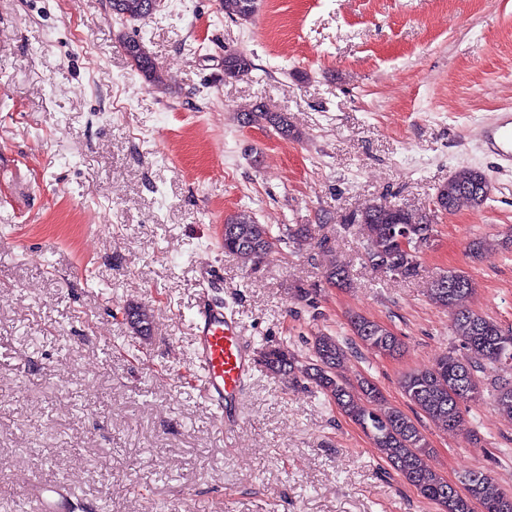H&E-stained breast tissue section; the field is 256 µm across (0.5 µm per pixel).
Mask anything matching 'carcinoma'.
Wrapping results in <instances>:
<instances>
[{"label": "carcinoma", "instance_id": "obj_1", "mask_svg": "<svg viewBox=\"0 0 512 512\" xmlns=\"http://www.w3.org/2000/svg\"><path fill=\"white\" fill-rule=\"evenodd\" d=\"M147 0H115L113 7L120 18L142 20L150 15ZM259 0H222L224 16L247 22L257 13ZM132 65L148 81L161 80L157 67L145 46L135 38L122 43ZM253 68L250 57L230 51L224 55V78L238 79ZM243 126L270 125L281 133L290 132L288 117L278 112L255 109L239 114ZM489 186L483 173L475 168L455 170L448 182L441 185L436 199L448 213L481 207L488 198ZM357 224L366 242L365 259L376 271L393 272L411 278L418 272L420 254L429 247L434 232L435 215L430 212H398L397 209L368 204L353 212L344 225ZM406 224L412 238L411 253L393 256L390 243L393 229ZM224 251L236 256L245 265H255L282 240L274 236L266 224L242 212L226 222ZM326 277L337 287L348 285L345 266L332 264ZM445 287L432 284L430 300L453 310L451 330L465 346L467 354L459 357L451 352L441 354L424 370L410 371L400 380V388L409 403L419 413L437 422L446 430L456 429L463 420L459 399H481L483 375L487 367L512 361V326H503L488 315L465 305L474 292L472 279L463 272L444 273ZM127 317L136 325L132 329L140 336L151 334L152 320L144 307L130 306ZM350 331L367 348L393 356L403 348L402 339L375 320L354 316ZM315 363L305 369L314 384L340 411L357 423L369 436L374 447L400 477L423 498L437 504L441 512H512V491L496 488L492 477L484 470L466 472L460 484L445 479L430 463V448L418 421L398 408L385 410L377 387L368 379L351 388L340 378L338 368L347 359V351L339 340L327 334L315 337L311 346ZM259 364L271 375H290L297 368L298 358L287 346L266 344L258 355ZM495 407L512 418V382L498 384Z\"/></svg>", "mask_w": 512, "mask_h": 512}]
</instances>
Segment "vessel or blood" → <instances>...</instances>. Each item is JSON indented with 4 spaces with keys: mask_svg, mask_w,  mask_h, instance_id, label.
<instances>
[{
    "mask_svg": "<svg viewBox=\"0 0 512 512\" xmlns=\"http://www.w3.org/2000/svg\"><path fill=\"white\" fill-rule=\"evenodd\" d=\"M487 148L512 165V113H500L483 133ZM193 365L198 389L216 411L226 433H234L240 402L253 372L254 346L238 321L219 302L205 301L194 320ZM73 489L68 485L34 484L27 499L29 512H71Z\"/></svg>",
    "mask_w": 512,
    "mask_h": 512,
    "instance_id": "b4317fda",
    "label": "vessel or blood"
}]
</instances>
